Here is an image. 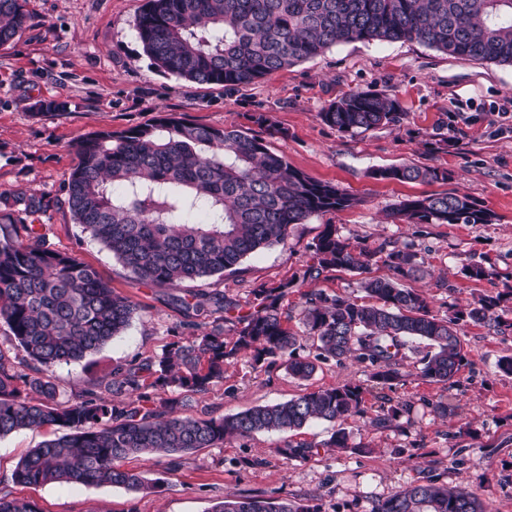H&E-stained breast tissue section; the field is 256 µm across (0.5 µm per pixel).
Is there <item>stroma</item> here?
Returning a JSON list of instances; mask_svg holds the SVG:
<instances>
[{"label":"stroma","mask_w":512,"mask_h":512,"mask_svg":"<svg viewBox=\"0 0 512 512\" xmlns=\"http://www.w3.org/2000/svg\"><path fill=\"white\" fill-rule=\"evenodd\" d=\"M145 0H26L30 21L19 39L0 46V192L18 188L44 196L46 213L32 217L48 242L92 266L137 310L128 328L97 356L124 365L162 354L183 336L170 288L135 281L128 270L75 223L65 185L82 136L151 123L162 113L195 123L257 135L308 176L347 190L353 207L312 215L291 225L285 243L244 260L240 272L185 283L188 291L251 300L260 285L295 280L311 261L325 225L368 245L414 243L427 275L414 288L432 297L435 314L448 316L479 294L512 285V66L450 56L414 41L341 43L321 55L238 88L199 85L157 72L142 49L135 19ZM395 96L397 122L344 134L319 117L354 90ZM64 102L60 112L39 103ZM266 115L265 124L256 116ZM426 164L445 171L437 183L377 180L378 168ZM458 192L489 209V224H391L386 212L401 200ZM494 265L497 279L475 281L464 265ZM467 362L453 383L412 375L381 392L364 365L321 364L310 381L284 366L253 369L241 360L224 383L197 398L186 414H232L303 392L364 385L363 415L347 424L352 451L287 461L276 452L288 442L318 443L333 426L314 422L299 432L259 434L189 456L176 472L165 459L133 457L128 468L161 478L151 494L82 484L24 486L13 470L51 429L20 430L0 438V489L34 501L40 512H209L225 493L310 499L321 512H370L378 500L413 482L435 463L442 483L478 495L490 512H512V374L498 367L512 357V328L459 324ZM410 401L413 411L386 430L370 421L383 397ZM447 402V418L431 402ZM370 452H361V445Z\"/></svg>","instance_id":"stroma-1"}]
</instances>
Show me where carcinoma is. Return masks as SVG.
<instances>
[{
    "mask_svg": "<svg viewBox=\"0 0 512 512\" xmlns=\"http://www.w3.org/2000/svg\"><path fill=\"white\" fill-rule=\"evenodd\" d=\"M26 0H0V46L28 27ZM155 69L201 85L252 84L332 46L357 41H416L476 61L512 65V0H146L135 20ZM397 99L355 90L319 113L354 134L399 118ZM77 162L66 186L75 223L141 282L181 289L183 283L238 271L256 251L284 242L289 228L310 216L356 203L342 189L313 180L271 151L259 136L161 115L121 132L101 130L74 145ZM373 178L400 182L447 179L436 167L377 169ZM0 323L22 355L0 349V437L50 426L53 438L31 449L13 479L24 485L81 483L153 492L160 481L125 468L131 456L168 458L179 470L202 448L260 433L296 432L315 420L337 425L319 444L276 448L286 460H306L321 448L349 449L348 418L363 414L354 384L307 391L285 402L231 415H178L190 397L224 383L243 355L255 367L276 362L300 381L318 363L348 358L390 387L412 367L429 382H450L464 365L457 325H506L497 309L512 288L485 294L452 318L433 313L428 297L400 284L426 273L425 259L407 245L370 247L328 224L302 280L329 271L362 274L382 263L388 278L364 277L361 297L311 290L302 295L304 334L285 326L283 301L294 282L253 291L242 306L233 297L193 292L174 296L193 315H214L159 356L89 373L72 394L60 390L54 367L100 353L130 325L137 310L97 272L51 247L24 217L45 211L44 197L0 192ZM393 224H489L493 214L466 195L434 193L407 199L388 214ZM465 277L488 279L482 263ZM308 338L316 354L302 356ZM407 400L386 398L370 424L385 429L410 416ZM0 512H40L36 503L0 491ZM211 512H321L307 499L227 493ZM371 512H489L472 492L449 488L428 474L378 501Z\"/></svg>",
    "mask_w": 512,
    "mask_h": 512,
    "instance_id": "1",
    "label": "carcinoma"
}]
</instances>
